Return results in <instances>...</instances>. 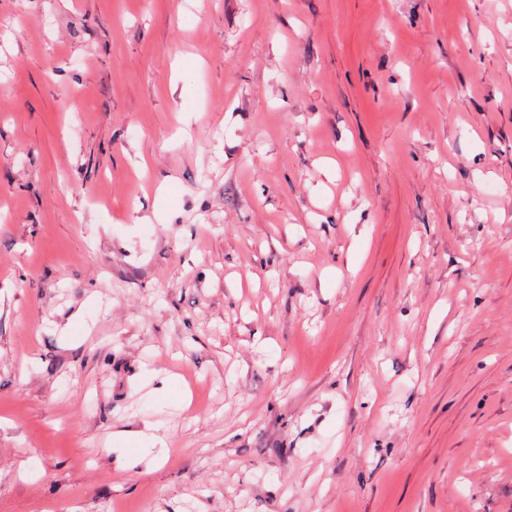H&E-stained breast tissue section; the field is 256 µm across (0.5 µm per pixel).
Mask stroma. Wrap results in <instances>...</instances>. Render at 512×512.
<instances>
[{"label": "stroma", "instance_id": "obj_1", "mask_svg": "<svg viewBox=\"0 0 512 512\" xmlns=\"http://www.w3.org/2000/svg\"><path fill=\"white\" fill-rule=\"evenodd\" d=\"M0 512H512V0H0Z\"/></svg>", "mask_w": 512, "mask_h": 512}]
</instances>
